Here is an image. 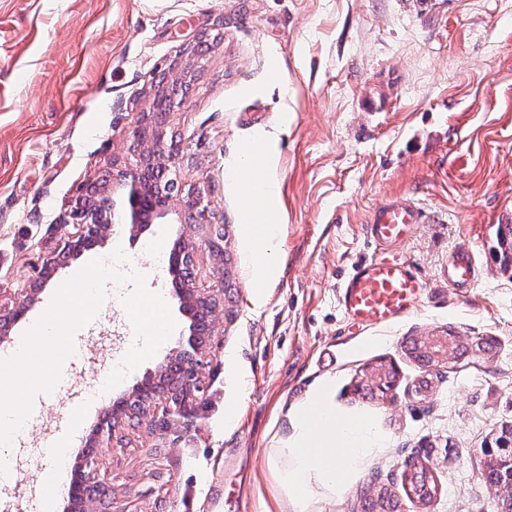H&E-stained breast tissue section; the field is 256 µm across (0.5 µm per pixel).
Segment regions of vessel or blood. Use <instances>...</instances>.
<instances>
[{"mask_svg":"<svg viewBox=\"0 0 512 512\" xmlns=\"http://www.w3.org/2000/svg\"><path fill=\"white\" fill-rule=\"evenodd\" d=\"M422 216L420 207L393 199L373 210L365 226L368 240L379 249L403 244ZM476 278L469 252L461 251L448 269L456 286ZM424 292V284L410 265L382 256L357 265L338 288V303L344 315L361 326L383 327L408 315Z\"/></svg>","mask_w":512,"mask_h":512,"instance_id":"vessel-or-blood-1","label":"vessel or blood"}]
</instances>
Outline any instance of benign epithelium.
<instances>
[{"label":"benign epithelium","instance_id":"7a95c632","mask_svg":"<svg viewBox=\"0 0 512 512\" xmlns=\"http://www.w3.org/2000/svg\"><path fill=\"white\" fill-rule=\"evenodd\" d=\"M202 68L197 54H185L171 64L168 71L153 85L152 109L141 114L138 124L131 132V139L123 154L112 160L110 167L100 178L81 185L72 201L65 224L77 228L75 237L56 245L41 257L43 268L59 264L62 257L81 252L84 234L91 229L101 239L112 233L119 224H179L180 239L186 240L189 248L186 261L174 257L168 267L169 278L183 281L186 287L175 289L179 310L190 318L189 334L179 348L169 354L159 366L164 377L165 389L158 392L151 386V377H146L133 389L112 401V418L118 421L140 415V424L150 417L151 403L164 399V413L176 421L189 425L193 422L198 399L200 368L208 354V338L214 332L217 317L224 308V278L220 270L213 271L216 281L208 288L196 287L198 269L193 267L195 250L204 246L210 257L220 260L224 256V238H217L212 230L219 226L214 201L204 192L184 185L164 184L157 181L152 189L145 188L146 173L160 161L173 174H179L181 142L170 130L171 114L180 110L182 101L175 98L182 79L192 76ZM121 189L126 200V213H112V192ZM50 276L39 275L26 289L25 299L11 306L0 304V342L7 340L9 329L18 324L28 310V304L45 288ZM103 435H94L78 449L75 479L71 480V494L66 500L64 512H124L114 503L96 494L101 483L92 482L85 473L93 471L101 452Z\"/></svg>","mask_w":512,"mask_h":512}]
</instances>
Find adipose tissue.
<instances>
[{
  "mask_svg": "<svg viewBox=\"0 0 512 512\" xmlns=\"http://www.w3.org/2000/svg\"><path fill=\"white\" fill-rule=\"evenodd\" d=\"M332 385L327 379L314 389L292 416L283 447L275 451L272 466L285 488L278 512H308L316 488L336 492L373 449V427L340 418L330 398Z\"/></svg>",
  "mask_w": 512,
  "mask_h": 512,
  "instance_id": "adipose-tissue-1",
  "label": "adipose tissue"
}]
</instances>
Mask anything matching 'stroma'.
I'll use <instances>...</instances> for the list:
<instances>
[{"instance_id": "obj_1", "label": "stroma", "mask_w": 512, "mask_h": 512, "mask_svg": "<svg viewBox=\"0 0 512 512\" xmlns=\"http://www.w3.org/2000/svg\"><path fill=\"white\" fill-rule=\"evenodd\" d=\"M216 38L171 124L183 136L180 178L224 215V284L231 299L204 360L196 419L181 427L154 412L117 426L95 476L123 512H272L281 494L267 461L290 432L288 416L325 377L345 417L372 421L380 445L311 512H364L369 482L407 485V458L429 464L438 493L405 512H499L482 475L501 426L512 424V0H0V302L18 301L29 264L76 229L60 219L76 188L120 152L153 76L201 34ZM279 69L270 73L268 60ZM279 187L266 217L281 233L278 272L263 279L245 226L254 203L233 177L246 148ZM402 198L423 209L394 250L424 282L412 313L386 327L352 325L337 289L378 251L364 234L371 212ZM175 224L116 229L59 265L15 325L22 335L53 295L94 258L123 250L149 291L171 285L151 249L170 250ZM469 247L477 282L448 283L453 253ZM106 299L79 328L83 359L64 385L38 395L10 454L39 483L0 484V512H63L52 451L79 448L101 417L93 399L134 328ZM177 327L156 355L107 393L153 373L188 334ZM484 338L488 352L423 366L415 341ZM392 390L358 384L379 362ZM427 391H419L421 380ZM83 425L72 432L74 409Z\"/></svg>"}]
</instances>
